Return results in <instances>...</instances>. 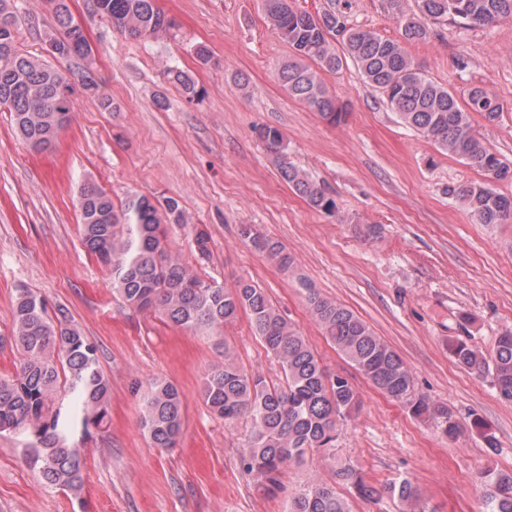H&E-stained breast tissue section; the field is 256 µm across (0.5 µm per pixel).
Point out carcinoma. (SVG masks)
Wrapping results in <instances>:
<instances>
[{"label": "carcinoma", "instance_id": "obj_1", "mask_svg": "<svg viewBox=\"0 0 512 512\" xmlns=\"http://www.w3.org/2000/svg\"><path fill=\"white\" fill-rule=\"evenodd\" d=\"M392 3L399 12L400 40L352 27L341 11L315 17L294 8L292 0H265L269 24L292 50L278 69L283 86L328 124L340 125L348 117L347 104L329 92L322 74L337 72L350 60L404 125L496 181L512 177V166L471 122L473 112L491 124L499 119L501 106L495 96L474 87L459 101L452 91L422 75L404 47L427 36L429 20L482 27L512 21V0H417L416 13L404 11L401 0ZM49 5L56 27L44 33V42L53 57L79 62L78 74L24 54L16 38L13 0H0V108L10 112L21 139L38 152L50 149L72 121L76 87L112 111V98L88 75L91 49L83 28L73 23L66 0H49ZM92 11L131 38L155 37L171 27L156 0H92ZM335 36L341 38V53L331 43ZM256 135L277 160L281 181L311 207L334 213V199L289 161L282 132L262 126ZM448 195L479 224L493 228L512 220V196L498 193L488 182L450 186ZM77 208L84 250L108 267L113 293L128 307L192 333H218L240 313L248 316L254 336L279 368V381L246 369L226 346L207 371L203 402L217 419L250 424L240 462L268 491L278 489L286 464L310 453L321 455L330 466L332 481L312 479L284 512H351L337 490L341 483L353 485L362 500L390 496L405 505L403 512H426L410 479L370 483L354 467L339 462L336 438L357 410L359 393L347 378L326 370L317 350L267 291L253 280L240 279L231 287L207 281L172 253L166 225L186 223L177 199L132 195L117 208L105 190L86 183ZM239 235L280 268L292 266L286 247L254 225H240ZM211 242L207 229L194 228L200 258H209ZM307 304L326 339L364 379L413 416L432 421L445 436L459 433L448 405L416 391L400 355L364 320L312 290ZM7 345L17 358L12 370L0 371V433L22 437L24 463L45 483L77 497L84 487L85 457L71 436L78 430L89 439L109 422L112 383L100 366L99 348L73 323L67 309H49L26 287L15 289L10 334H0V348ZM448 350L458 365L489 378L499 396L512 402V329L498 336L489 355L463 340L449 342ZM139 425L153 447H175L184 425V398L176 385L160 378L147 383ZM477 481L483 489L482 512H512V471L488 465Z\"/></svg>", "mask_w": 512, "mask_h": 512}]
</instances>
